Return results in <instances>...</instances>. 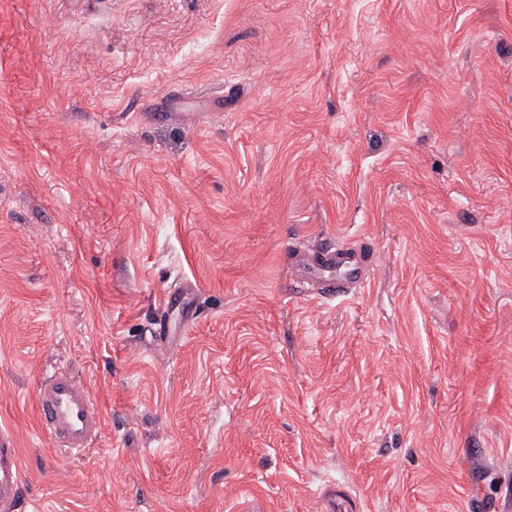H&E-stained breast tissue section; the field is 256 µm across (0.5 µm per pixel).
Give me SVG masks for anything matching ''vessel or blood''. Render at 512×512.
Instances as JSON below:
<instances>
[{"mask_svg":"<svg viewBox=\"0 0 512 512\" xmlns=\"http://www.w3.org/2000/svg\"><path fill=\"white\" fill-rule=\"evenodd\" d=\"M369 253L350 246L314 252L307 266L324 272L326 292H339L363 282L370 269ZM41 428L59 448V462L78 457L96 441L103 419L87 384L74 370H57L37 387ZM23 470L18 448L0 434V512H24Z\"/></svg>","mask_w":512,"mask_h":512,"instance_id":"b4317fda","label":"vessel or blood"}]
</instances>
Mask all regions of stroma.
Segmentation results:
<instances>
[{
	"label": "stroma",
	"instance_id": "stroma-1",
	"mask_svg": "<svg viewBox=\"0 0 512 512\" xmlns=\"http://www.w3.org/2000/svg\"><path fill=\"white\" fill-rule=\"evenodd\" d=\"M0 431L27 512H512V0H0ZM371 262V255L362 249L338 246L314 252L306 264L308 269L327 273V277L321 278L324 280L325 294L339 293L344 291L343 288L362 283ZM341 271L343 273L339 274ZM37 405L42 431L60 448L59 462L69 463L97 440L103 415L74 370L44 376L37 387Z\"/></svg>",
	"mask_w": 512,
	"mask_h": 512
}]
</instances>
